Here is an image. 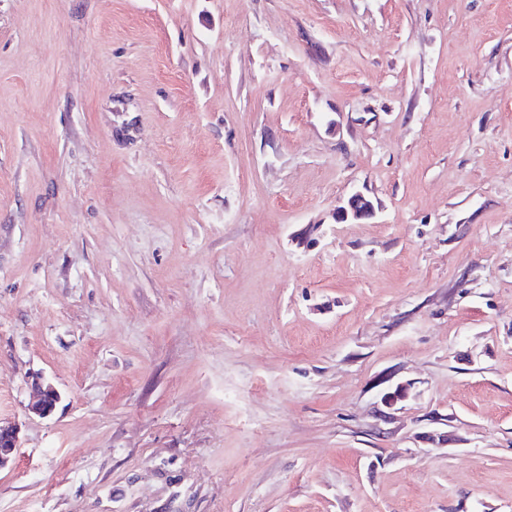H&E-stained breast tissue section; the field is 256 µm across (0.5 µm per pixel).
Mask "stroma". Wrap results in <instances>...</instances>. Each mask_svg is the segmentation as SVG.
Returning <instances> with one entry per match:
<instances>
[{"instance_id": "stroma-1", "label": "stroma", "mask_w": 512, "mask_h": 512, "mask_svg": "<svg viewBox=\"0 0 512 512\" xmlns=\"http://www.w3.org/2000/svg\"><path fill=\"white\" fill-rule=\"evenodd\" d=\"M0 420V512H512V0H0ZM337 213L340 221L362 220L375 214V206L372 200L357 192L338 207ZM60 399L59 391L52 384L37 383L29 410L38 416L47 417L54 412ZM18 425L0 422V469L5 467L19 448Z\"/></svg>"}]
</instances>
